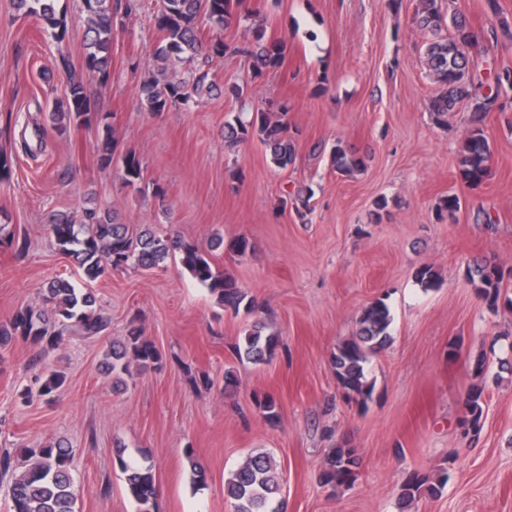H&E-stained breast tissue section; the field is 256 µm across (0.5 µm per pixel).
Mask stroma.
I'll return each instance as SVG.
<instances>
[{
	"instance_id": "35a3bbf8",
	"label": "stroma",
	"mask_w": 512,
	"mask_h": 512,
	"mask_svg": "<svg viewBox=\"0 0 512 512\" xmlns=\"http://www.w3.org/2000/svg\"><path fill=\"white\" fill-rule=\"evenodd\" d=\"M133 10L112 39L106 87L95 88L100 111L113 115L118 138L146 169L141 192L124 188L119 166H102L101 132L51 129L48 114L66 94L56 67L66 52L84 65L82 0H60L68 36L56 44L14 0H0V152L15 159L0 183V224L25 238L23 258L0 248V323L40 302L58 277H77L74 259L50 231L56 213L82 217L109 207L131 225H161L207 249L261 306L281 346L270 364L238 361L233 347L253 320L224 310L179 265L130 269L94 282L109 331L65 337L46 359L16 340L0 349V454L60 442L74 454L77 512H135L114 466L117 447L155 464L158 512H229L224 480L255 450L270 452L283 477L288 512H399L407 474L447 470L441 496L414 512H512V309L490 310L470 284L474 261L512 267V109L490 113L485 135L491 172L478 188L461 180L457 153L473 109L465 101L436 123L430 102L439 88L422 63L429 38L413 19L415 0H252L268 38L288 43L284 67L252 79L242 56L214 61L219 90L200 104L159 114L140 106V86L153 69L157 0H131ZM443 0L487 27L476 79L491 83L512 68V38L492 32L512 24V0ZM246 86L243 99L224 94ZM271 101L287 102L296 159L275 168L259 140L229 146L224 123ZM42 126L43 147L23 154L19 130ZM324 152H316V145ZM343 145L365 166L350 176L330 166L329 147ZM165 194L153 195L154 185ZM311 194L299 219L282 201ZM458 196L454 216L438 204ZM247 237L241 257L227 243ZM224 247L215 249V238ZM429 265L439 280L425 292L415 272ZM385 299L394 321L390 346L370 366L374 393L367 407L349 403L336 384L331 357L361 310ZM163 355V366L121 387L104 372L105 354L130 322ZM485 357L483 377L473 365ZM65 382L55 401L17 393L48 371ZM237 383L225 387V371ZM484 389L478 437L461 428L463 398ZM272 394L279 420L255 406ZM358 448L357 480L335 490L318 481L329 448ZM205 471L190 484L188 458Z\"/></svg>"
}]
</instances>
